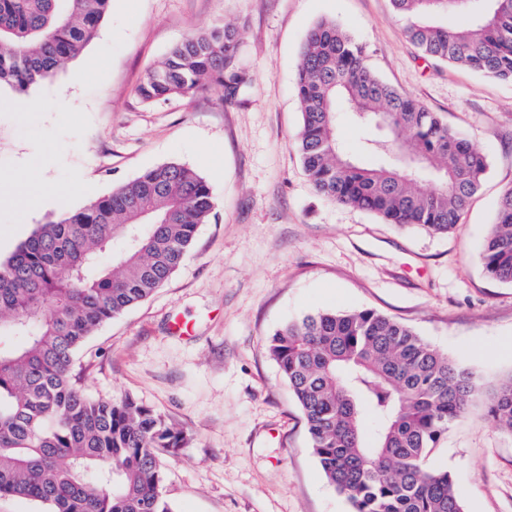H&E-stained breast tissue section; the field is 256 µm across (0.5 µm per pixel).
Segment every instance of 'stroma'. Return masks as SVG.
<instances>
[{
    "label": "stroma",
    "mask_w": 512,
    "mask_h": 512,
    "mask_svg": "<svg viewBox=\"0 0 512 512\" xmlns=\"http://www.w3.org/2000/svg\"><path fill=\"white\" fill-rule=\"evenodd\" d=\"M329 19L365 48L387 84L440 113L488 169L448 235L338 205L317 194L295 147V92L308 30ZM231 24L249 80L233 101L206 85L192 99H140L170 48ZM72 209L147 169L178 162L215 198L180 270L150 299L89 336L75 357L83 391L131 396L187 434L159 451L174 512H350L328 483L306 421L265 345L287 321L371 308L415 329L484 391L512 377V283L486 273L483 243L512 188V81L420 56L390 0H112L83 56L25 97L0 87V181L30 162ZM0 207V258L56 219ZM191 323L175 335V317ZM451 473L465 512H512V435L473 406L424 460Z\"/></svg>",
    "instance_id": "1"
}]
</instances>
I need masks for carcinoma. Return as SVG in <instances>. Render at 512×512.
I'll return each instance as SVG.
<instances>
[{
  "label": "carcinoma",
  "mask_w": 512,
  "mask_h": 512,
  "mask_svg": "<svg viewBox=\"0 0 512 512\" xmlns=\"http://www.w3.org/2000/svg\"><path fill=\"white\" fill-rule=\"evenodd\" d=\"M111 0H0V86L23 94L95 37ZM427 59L512 80V0H391ZM472 15L463 27L438 17ZM231 26L174 45L137 87L145 102L191 98L207 83L231 98L248 78ZM296 78L295 141L315 190L386 224L445 235L459 224L486 171L483 154L439 113L385 83L364 47L336 22L309 31ZM344 102L364 132L353 159L336 131ZM429 175L432 190L420 187ZM213 192L175 162L146 170L84 208L35 227L0 259V495L48 512H174L157 450L184 432L130 396L92 398L71 373L104 322L146 300L182 266ZM112 256V265L101 264ZM485 271L512 282V189L483 244ZM267 350L301 407L311 447L351 512H464L450 473L428 452L481 389L474 371L412 328L373 309L324 310L279 328ZM512 433V378L484 401Z\"/></svg>",
  "instance_id": "1"
}]
</instances>
